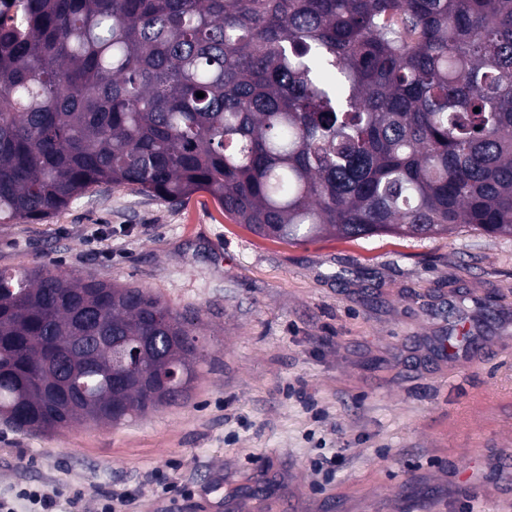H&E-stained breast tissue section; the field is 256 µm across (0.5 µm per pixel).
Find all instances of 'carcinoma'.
<instances>
[{
    "mask_svg": "<svg viewBox=\"0 0 512 512\" xmlns=\"http://www.w3.org/2000/svg\"><path fill=\"white\" fill-rule=\"evenodd\" d=\"M0 11V224L103 185L208 192L262 237L512 236V0H12ZM204 97H197V93ZM479 112H474V109ZM177 372L114 383L112 340ZM199 312L45 264L0 269V419L117 425L188 396ZM75 372L65 408L48 390Z\"/></svg>",
    "mask_w": 512,
    "mask_h": 512,
    "instance_id": "1",
    "label": "carcinoma"
}]
</instances>
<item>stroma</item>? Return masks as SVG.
Instances as JSON below:
<instances>
[{
    "mask_svg": "<svg viewBox=\"0 0 512 512\" xmlns=\"http://www.w3.org/2000/svg\"><path fill=\"white\" fill-rule=\"evenodd\" d=\"M36 263L199 311L208 357L187 401L132 422H0L15 512L27 489L54 512H512V237L283 243L206 192L121 187L0 224V268Z\"/></svg>",
    "mask_w": 512,
    "mask_h": 512,
    "instance_id": "obj_1",
    "label": "stroma"
}]
</instances>
